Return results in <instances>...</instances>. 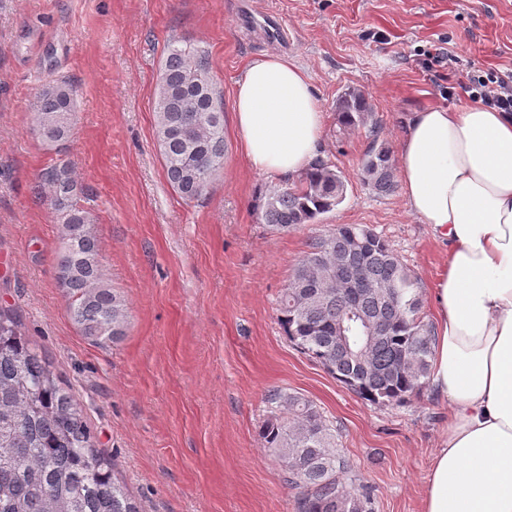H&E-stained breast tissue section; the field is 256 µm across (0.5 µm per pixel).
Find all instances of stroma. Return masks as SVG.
Here are the masks:
<instances>
[{"mask_svg": "<svg viewBox=\"0 0 512 512\" xmlns=\"http://www.w3.org/2000/svg\"><path fill=\"white\" fill-rule=\"evenodd\" d=\"M242 2L0 0V307L52 362L145 512H297L299 492L259 436L276 390L317 406L371 488L373 512H421L447 403L430 387L400 405L363 400L288 340L278 300L312 236L362 224L417 279L434 322L447 247L407 211L402 191L380 196L364 184L368 131L341 127L336 106L363 92L393 148L407 113L468 106L445 89L473 66L512 69V0H256L276 11L281 43L246 29ZM177 41L209 52L227 98L263 55L301 65L324 114L320 155L346 182L343 202L285 232L260 223L257 195L285 180L252 171L229 124L223 170L200 199L183 200L167 180L154 113ZM60 79L76 88L77 112L69 140L52 148L32 134V112ZM59 158L90 191L101 262L128 300L115 344L82 336L55 280L60 226L34 185Z\"/></svg>", "mask_w": 512, "mask_h": 512, "instance_id": "stroma-1", "label": "stroma"}]
</instances>
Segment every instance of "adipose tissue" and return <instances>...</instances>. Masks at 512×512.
<instances>
[{"instance_id":"adipose-tissue-1","label":"adipose tissue","mask_w":512,"mask_h":512,"mask_svg":"<svg viewBox=\"0 0 512 512\" xmlns=\"http://www.w3.org/2000/svg\"><path fill=\"white\" fill-rule=\"evenodd\" d=\"M248 165L303 175L324 115L305 70L268 55L233 91ZM409 211L448 244L433 297L431 383L451 409L423 512H512V113L480 105L410 113L397 152Z\"/></svg>"}]
</instances>
